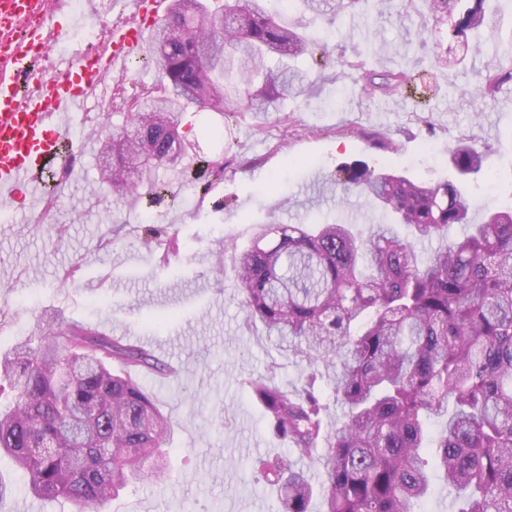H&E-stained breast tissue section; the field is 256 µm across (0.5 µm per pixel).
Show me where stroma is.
Segmentation results:
<instances>
[{
	"instance_id": "stroma-1",
	"label": "stroma",
	"mask_w": 512,
	"mask_h": 512,
	"mask_svg": "<svg viewBox=\"0 0 512 512\" xmlns=\"http://www.w3.org/2000/svg\"><path fill=\"white\" fill-rule=\"evenodd\" d=\"M129 18L123 0H85L84 9L56 12L69 32L50 44L47 74L85 47L91 17ZM284 25L325 41L349 79L317 80L307 94L279 110L250 112L233 128V146L217 136L223 119L196 105L183 115L191 143L181 165L158 169L157 180L177 194L162 209L178 251L164 256L148 243L140 214L153 190L116 199L98 183L101 157L93 129L119 133L129 125L126 101L156 79L147 67L108 79L111 98L89 100L69 129L79 147L55 206L0 198L10 214L0 222V353L37 332L41 318L76 322L128 342H146L172 364L175 376L142 378L171 416L166 445L169 478L129 485L101 512H277L276 489L257 479L255 461L283 454L244 384L265 377L296 385L306 358L281 355L261 323H251L232 288L231 256L250 245L262 226L381 222L380 209L357 194L339 198L337 168L365 163L422 182L452 181L448 147L470 138L489 144L481 172L467 183L473 218L483 208L512 207V85L483 95L479 74L490 53L469 54L466 72L434 64V21L407 8L390 16L354 9L316 23L302 6L283 12ZM419 63L418 91L370 96L367 67L393 68L404 52ZM383 133L392 150L373 148L368 133ZM224 159V178L201 196L183 185L201 161Z\"/></svg>"
}]
</instances>
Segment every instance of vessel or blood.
<instances>
[{"label":"vessel or blood","instance_id":"1","mask_svg":"<svg viewBox=\"0 0 512 512\" xmlns=\"http://www.w3.org/2000/svg\"><path fill=\"white\" fill-rule=\"evenodd\" d=\"M126 5L141 25L111 26L101 52L69 58L52 77L32 71L33 54L14 51L11 72L0 74V196L15 200L43 195L41 170L56 157L73 114L83 110L89 93L106 92L108 74L124 71L142 54L163 0H126ZM34 12L39 23L32 34L44 38L54 16L39 12L36 0H0V26Z\"/></svg>","mask_w":512,"mask_h":512}]
</instances>
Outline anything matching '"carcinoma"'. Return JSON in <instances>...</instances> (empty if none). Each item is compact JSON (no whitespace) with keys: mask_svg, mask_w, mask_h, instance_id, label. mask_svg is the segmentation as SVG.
I'll return each instance as SVG.
<instances>
[{"mask_svg":"<svg viewBox=\"0 0 512 512\" xmlns=\"http://www.w3.org/2000/svg\"><path fill=\"white\" fill-rule=\"evenodd\" d=\"M316 14L363 0H299ZM500 0H422L468 53L495 23ZM278 0H171L151 33L145 61L157 81L133 94L130 128L98 138L112 150L100 184L115 197L177 166L189 141L176 142L186 108L210 99L225 122L267 112L314 85L288 59L309 56L325 69L322 45L278 20ZM277 67H267L269 60ZM414 69L369 71L368 94L412 87ZM512 66L483 75L494 94ZM453 167L476 174L484 155L468 141L448 148ZM336 185L381 207L369 224H269L234 254V288L248 319L303 355L313 371L290 391L263 377L244 381L268 432L321 469L313 483L288 456L260 460L280 491L279 512H416L435 471L456 495L455 512H512V209L468 223L461 185H434L354 164ZM466 224L460 239L448 227ZM409 233L403 235L399 226ZM440 246L422 257L418 245ZM170 369L151 351L76 323L47 321L35 341L0 357V453L26 474L28 489L98 512L132 482L168 471L170 419L140 381ZM327 378L342 415L334 427L315 389ZM441 422L432 438L429 424Z\"/></svg>","mask_w":512,"mask_h":512,"instance_id":"obj_1","label":"carcinoma"}]
</instances>
